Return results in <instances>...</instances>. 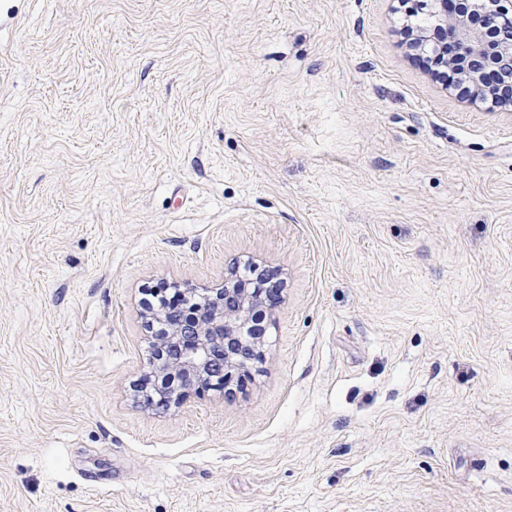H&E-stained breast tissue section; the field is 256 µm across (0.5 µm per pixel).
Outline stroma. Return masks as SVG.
Segmentation results:
<instances>
[{
    "label": "stroma",
    "instance_id": "35a3bbf8",
    "mask_svg": "<svg viewBox=\"0 0 512 512\" xmlns=\"http://www.w3.org/2000/svg\"><path fill=\"white\" fill-rule=\"evenodd\" d=\"M400 0H0V512H512V106ZM282 283L138 402L151 288Z\"/></svg>",
    "mask_w": 512,
    "mask_h": 512
}]
</instances>
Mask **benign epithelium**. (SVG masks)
<instances>
[{
	"label": "benign epithelium",
	"instance_id": "1",
	"mask_svg": "<svg viewBox=\"0 0 512 512\" xmlns=\"http://www.w3.org/2000/svg\"><path fill=\"white\" fill-rule=\"evenodd\" d=\"M440 11L433 29L446 22L448 13L458 37L448 47L420 32L413 49L444 57L468 74L475 86L471 103L486 112L512 105V13L491 8V0H435ZM281 288L264 273L244 282L229 270L219 288L190 287L197 303L196 321L181 322L168 311L164 299L144 308L147 333L155 343L149 376L153 392L146 394L168 406L194 387L229 390L231 383L250 374L263 358L266 328L258 313L272 306Z\"/></svg>",
	"mask_w": 512,
	"mask_h": 512
}]
</instances>
